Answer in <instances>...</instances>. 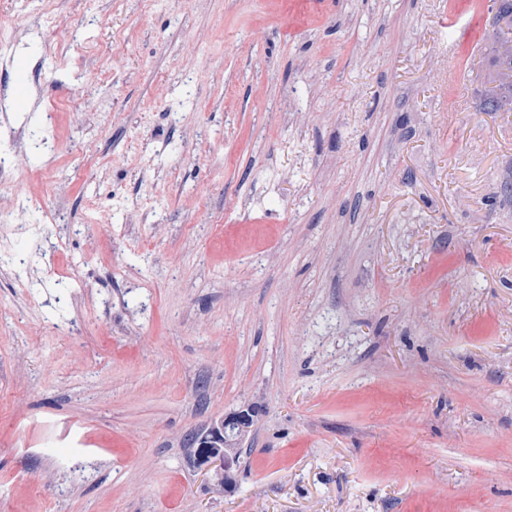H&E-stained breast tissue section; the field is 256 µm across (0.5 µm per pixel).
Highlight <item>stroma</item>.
Segmentation results:
<instances>
[{
    "label": "stroma",
    "mask_w": 512,
    "mask_h": 512,
    "mask_svg": "<svg viewBox=\"0 0 512 512\" xmlns=\"http://www.w3.org/2000/svg\"><path fill=\"white\" fill-rule=\"evenodd\" d=\"M495 13L0 0V512H512ZM246 418L247 414L241 413L229 420H221L214 424L205 435L198 436L196 445L201 448H197V455L206 457V461L209 460V457H224V447L218 448L217 444L224 443L230 429L236 425L240 426V422ZM213 446L214 448H212Z\"/></svg>",
    "instance_id": "obj_1"
}]
</instances>
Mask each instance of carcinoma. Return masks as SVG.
<instances>
[{
	"label": "carcinoma",
	"instance_id": "obj_1",
	"mask_svg": "<svg viewBox=\"0 0 512 512\" xmlns=\"http://www.w3.org/2000/svg\"><path fill=\"white\" fill-rule=\"evenodd\" d=\"M497 18L483 34V41L497 61L484 91L485 112H512V0H498Z\"/></svg>",
	"mask_w": 512,
	"mask_h": 512
}]
</instances>
